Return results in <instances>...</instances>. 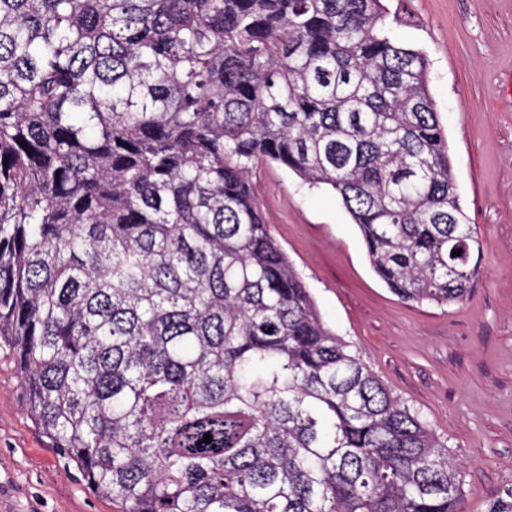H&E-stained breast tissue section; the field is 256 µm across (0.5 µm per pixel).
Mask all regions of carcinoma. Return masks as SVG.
Instances as JSON below:
<instances>
[{"mask_svg":"<svg viewBox=\"0 0 512 512\" xmlns=\"http://www.w3.org/2000/svg\"><path fill=\"white\" fill-rule=\"evenodd\" d=\"M399 22L0 0V344L118 512H463L447 448L324 324L250 181L330 187L396 296L466 298L481 239Z\"/></svg>","mask_w":512,"mask_h":512,"instance_id":"cac0c4a2","label":"carcinoma"}]
</instances>
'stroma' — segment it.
Wrapping results in <instances>:
<instances>
[{
	"instance_id": "35a3bbf8",
	"label": "stroma",
	"mask_w": 512,
	"mask_h": 512,
	"mask_svg": "<svg viewBox=\"0 0 512 512\" xmlns=\"http://www.w3.org/2000/svg\"><path fill=\"white\" fill-rule=\"evenodd\" d=\"M398 40L423 49L457 190L482 239L469 296L398 299L334 193L277 164L252 177L267 224L324 323L417 410L463 480L464 512L512 503V0H385ZM0 512H114L47 447L0 346Z\"/></svg>"
}]
</instances>
